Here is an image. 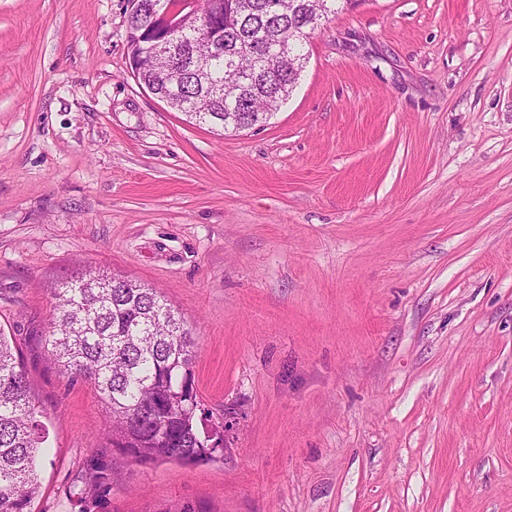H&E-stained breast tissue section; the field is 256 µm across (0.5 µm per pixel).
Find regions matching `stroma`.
<instances>
[{
  "label": "stroma",
  "mask_w": 512,
  "mask_h": 512,
  "mask_svg": "<svg viewBox=\"0 0 512 512\" xmlns=\"http://www.w3.org/2000/svg\"><path fill=\"white\" fill-rule=\"evenodd\" d=\"M127 0H0V329L33 512H512V0H356L220 136L142 87ZM91 267L194 333L222 458L116 468L43 338Z\"/></svg>",
  "instance_id": "35a3bbf8"
}]
</instances>
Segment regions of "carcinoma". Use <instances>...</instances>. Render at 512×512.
<instances>
[{
	"mask_svg": "<svg viewBox=\"0 0 512 512\" xmlns=\"http://www.w3.org/2000/svg\"><path fill=\"white\" fill-rule=\"evenodd\" d=\"M227 0L217 21L222 32L212 49L211 79L193 74V50L204 29H190L172 46L177 80L162 79L152 63L142 64L138 81L158 87L169 107L192 124L236 133L264 125L289 97L298 72L272 80L260 74L262 59L278 43L299 41L294 33L308 21L312 0H295L291 12L272 15L269 0ZM164 0H143L144 14L131 29L153 21ZM247 45L254 55L236 61ZM44 339L60 373L95 391L112 423L111 444L137 463L210 459L205 445L200 398L194 388L195 342L182 316L152 288L89 271L53 290ZM43 410L14 346L0 331V512H31L40 492L38 466L46 436Z\"/></svg>",
	"mask_w": 512,
	"mask_h": 512,
	"instance_id": "carcinoma-1",
	"label": "carcinoma"
}]
</instances>
